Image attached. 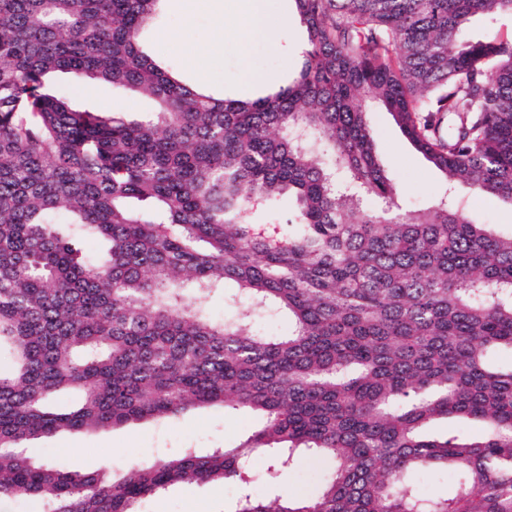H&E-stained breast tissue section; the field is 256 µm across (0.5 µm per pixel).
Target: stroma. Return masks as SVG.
Masks as SVG:
<instances>
[{"instance_id":"1","label":"stroma","mask_w":512,"mask_h":512,"mask_svg":"<svg viewBox=\"0 0 512 512\" xmlns=\"http://www.w3.org/2000/svg\"><path fill=\"white\" fill-rule=\"evenodd\" d=\"M169 30L182 31L183 48L160 49L159 36ZM213 30L211 15L198 14L192 24H185L184 14L175 0H168L162 17L146 28L143 47L152 58L175 64L193 82L197 74L190 64L188 51L208 40ZM304 32L300 24L281 28L270 39L253 43L247 56L225 52L223 75L212 85V92L232 99L257 97L258 89L248 87L243 80L244 73L249 70L261 72L269 84H283L302 66ZM61 85L72 102H90L102 112H149L154 108L152 101L134 92L115 90L103 83L68 76ZM368 118L376 134L379 160L401 190L399 204L405 208L428 206L442 190L441 174L410 145L388 112L374 106ZM259 425V418L245 410L191 408L165 420L59 432L30 441L28 448L34 457L83 472L104 470L117 478L131 466H146L160 456H174L187 448L206 453L216 448L237 446ZM266 465V460H257L243 485L192 483L172 486L166 493L150 498L143 506L144 512H224L225 505L240 494L242 488L264 489Z\"/></svg>"}]
</instances>
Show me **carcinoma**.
Instances as JSON below:
<instances>
[{"label":"carcinoma","instance_id":"carcinoma-1","mask_svg":"<svg viewBox=\"0 0 512 512\" xmlns=\"http://www.w3.org/2000/svg\"><path fill=\"white\" fill-rule=\"evenodd\" d=\"M164 2L0 0V498L138 512L176 483L241 482L259 456L274 475L319 456L315 497L247 491L225 512H512V364L497 362L512 233L453 196L512 205V40L469 32L512 0H293L305 61L253 100L196 90L143 50ZM60 74L156 110L74 106ZM369 102L446 179L431 205L397 204ZM283 199L288 231L253 222ZM83 234L104 239L99 257ZM229 281L243 305L216 321ZM271 315L288 334L258 330ZM216 405L261 415L258 430L117 480L27 453ZM439 419L460 431L428 433ZM433 470L453 493L417 488Z\"/></svg>","mask_w":512,"mask_h":512}]
</instances>
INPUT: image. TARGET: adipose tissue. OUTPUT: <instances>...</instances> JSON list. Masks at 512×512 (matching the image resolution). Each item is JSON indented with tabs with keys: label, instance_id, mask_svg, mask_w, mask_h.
<instances>
[{
	"label": "adipose tissue",
	"instance_id": "obj_1",
	"mask_svg": "<svg viewBox=\"0 0 512 512\" xmlns=\"http://www.w3.org/2000/svg\"><path fill=\"white\" fill-rule=\"evenodd\" d=\"M190 13L211 14L216 25L206 46L192 56L202 81L218 76L225 51L246 54L250 44L269 39L277 28L292 23L293 17L281 12L274 0H188Z\"/></svg>",
	"mask_w": 512,
	"mask_h": 512
}]
</instances>
